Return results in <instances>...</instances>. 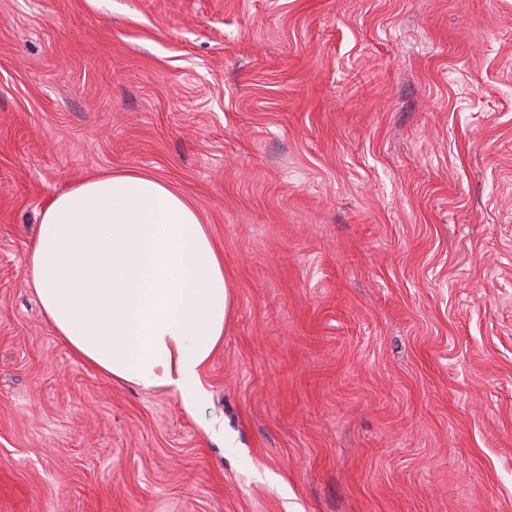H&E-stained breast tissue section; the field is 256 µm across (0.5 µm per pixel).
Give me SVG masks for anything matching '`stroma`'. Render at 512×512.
<instances>
[{
    "instance_id": "1",
    "label": "stroma",
    "mask_w": 512,
    "mask_h": 512,
    "mask_svg": "<svg viewBox=\"0 0 512 512\" xmlns=\"http://www.w3.org/2000/svg\"><path fill=\"white\" fill-rule=\"evenodd\" d=\"M123 171L232 285L191 406L24 273ZM0 512H512V0H0Z\"/></svg>"
}]
</instances>
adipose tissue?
I'll return each mask as SVG.
<instances>
[{"instance_id": "adipose-tissue-1", "label": "adipose tissue", "mask_w": 512, "mask_h": 512, "mask_svg": "<svg viewBox=\"0 0 512 512\" xmlns=\"http://www.w3.org/2000/svg\"><path fill=\"white\" fill-rule=\"evenodd\" d=\"M26 276L57 336L90 366L188 402L200 394L233 294L198 211L165 183L110 173L56 195Z\"/></svg>"}]
</instances>
